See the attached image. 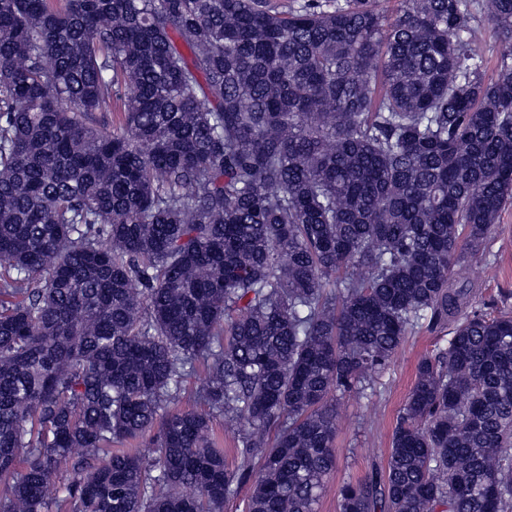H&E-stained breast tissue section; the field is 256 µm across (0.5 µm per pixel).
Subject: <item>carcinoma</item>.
Instances as JSON below:
<instances>
[{
  "label": "carcinoma",
  "mask_w": 512,
  "mask_h": 512,
  "mask_svg": "<svg viewBox=\"0 0 512 512\" xmlns=\"http://www.w3.org/2000/svg\"><path fill=\"white\" fill-rule=\"evenodd\" d=\"M401 2L0 0V512H317L425 326L340 512H512V0ZM488 246L497 258L495 272H487L480 258H468L455 267L453 287L470 288L473 305L494 299L499 308L512 310V200L495 224ZM448 338L447 329L422 330L406 336L382 374L373 396L350 394L337 407L336 472L327 478L317 512H340L338 489L385 467L396 417L410 392L418 361Z\"/></svg>",
  "instance_id": "carcinoma-1"
}]
</instances>
